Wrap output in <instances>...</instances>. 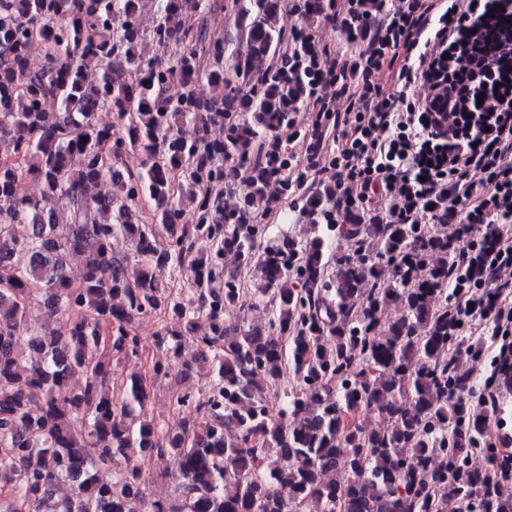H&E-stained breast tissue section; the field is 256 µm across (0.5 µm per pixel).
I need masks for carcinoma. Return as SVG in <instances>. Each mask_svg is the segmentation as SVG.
I'll return each instance as SVG.
<instances>
[{"mask_svg":"<svg viewBox=\"0 0 512 512\" xmlns=\"http://www.w3.org/2000/svg\"><path fill=\"white\" fill-rule=\"evenodd\" d=\"M141 3L0 0V512H512V463L488 435L496 409L461 369L487 355V388L512 376L493 336H465L492 303L479 284L495 242H479L460 280L473 291L462 311L448 304V236L365 224L356 210L336 224L334 186L313 191L293 174L288 132L320 72L284 19L310 29L335 0H156L148 33ZM224 10L233 38L211 31ZM148 37L166 58L141 51ZM103 109L110 126L96 120ZM185 123L194 136L175 133ZM239 179L251 191L228 208ZM285 200L311 236L269 239L262 217ZM143 208L149 218L133 220ZM338 235L352 253L335 252ZM228 248L260 269L258 288L224 270ZM237 304L269 306L268 327L228 326ZM390 305L399 315L383 324ZM149 316L165 350L153 378L211 375L203 393L174 392L176 429L139 416L150 391L134 329ZM286 370L297 387L270 394ZM371 410L379 423L356 420ZM168 454L178 469L160 477L175 495L151 499L134 458Z\"/></svg>","mask_w":512,"mask_h":512,"instance_id":"carcinoma-1","label":"carcinoma"}]
</instances>
